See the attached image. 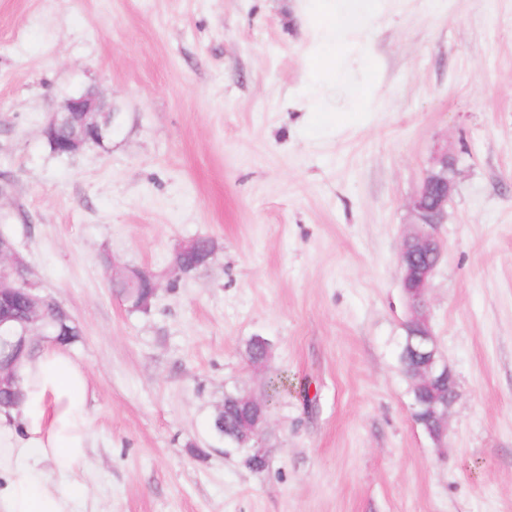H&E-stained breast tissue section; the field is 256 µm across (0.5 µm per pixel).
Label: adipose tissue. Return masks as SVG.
Instances as JSON below:
<instances>
[{
    "instance_id": "ef3b65f1",
    "label": "adipose tissue",
    "mask_w": 512,
    "mask_h": 512,
    "mask_svg": "<svg viewBox=\"0 0 512 512\" xmlns=\"http://www.w3.org/2000/svg\"><path fill=\"white\" fill-rule=\"evenodd\" d=\"M24 398L0 415V512H73L72 496L50 489L38 469L52 459L59 477L74 475L91 442L87 377L62 349L44 345L20 369Z\"/></svg>"
}]
</instances>
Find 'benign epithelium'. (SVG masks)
Returning <instances> with one entry per match:
<instances>
[{"label":"benign epithelium","mask_w":512,"mask_h":512,"mask_svg":"<svg viewBox=\"0 0 512 512\" xmlns=\"http://www.w3.org/2000/svg\"><path fill=\"white\" fill-rule=\"evenodd\" d=\"M62 112L73 126L75 148L81 145L87 131H95L99 139L106 131V127L96 120L103 112L97 96L92 92L68 98ZM454 173L455 160L448 157V151L438 150L433 167L423 178L410 202L415 224L413 231L404 239L399 254L401 284L410 312L406 349L419 361L418 377L421 384L428 385L434 381H445L448 384V398L441 401H428L420 393H415L413 418L416 423L424 425L437 442L442 441L446 435L448 409L455 400L457 382L448 363L439 354L429 324L428 288L430 278L442 257V245L435 230L447 217ZM4 244V237L0 236V294L10 288L12 275L26 267L15 248L6 249ZM29 302L40 324L31 328L24 326L18 330L6 325L5 318L0 317V345L23 347L46 330L45 314L51 300L31 295ZM239 401L255 416L239 426V437L235 439V444L239 448H250L252 441L257 439L267 423L270 407L266 400L249 394L241 395Z\"/></svg>","instance_id":"benign-epithelium-1"}]
</instances>
